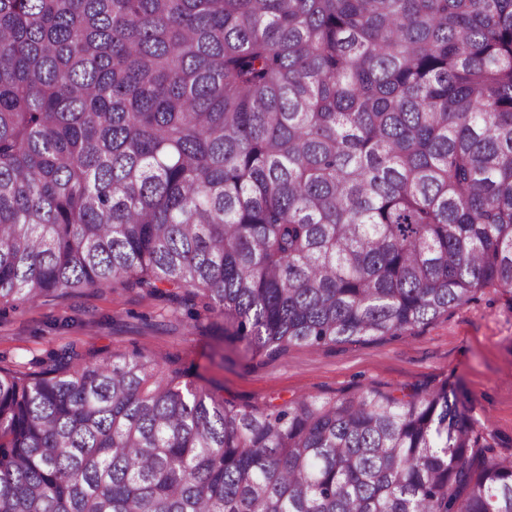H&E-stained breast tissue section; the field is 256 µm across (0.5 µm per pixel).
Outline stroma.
<instances>
[{"instance_id": "stroma-1", "label": "stroma", "mask_w": 512, "mask_h": 512, "mask_svg": "<svg viewBox=\"0 0 512 512\" xmlns=\"http://www.w3.org/2000/svg\"><path fill=\"white\" fill-rule=\"evenodd\" d=\"M190 306L124 288L86 289L49 305L26 304L0 318V366L45 368L76 346L85 358L142 352L220 387L237 403L265 407L305 395L341 398L371 389L457 385L468 398L488 453L512 459V293L478 292L413 335L244 357L218 338L212 318Z\"/></svg>"}]
</instances>
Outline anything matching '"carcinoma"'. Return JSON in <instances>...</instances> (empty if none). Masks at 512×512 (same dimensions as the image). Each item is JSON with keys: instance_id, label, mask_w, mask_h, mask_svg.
Masks as SVG:
<instances>
[{"instance_id": "carcinoma-1", "label": "carcinoma", "mask_w": 512, "mask_h": 512, "mask_svg": "<svg viewBox=\"0 0 512 512\" xmlns=\"http://www.w3.org/2000/svg\"><path fill=\"white\" fill-rule=\"evenodd\" d=\"M117 286L246 356L512 292V0H0V311ZM486 448L446 383L0 367V512H512Z\"/></svg>"}]
</instances>
